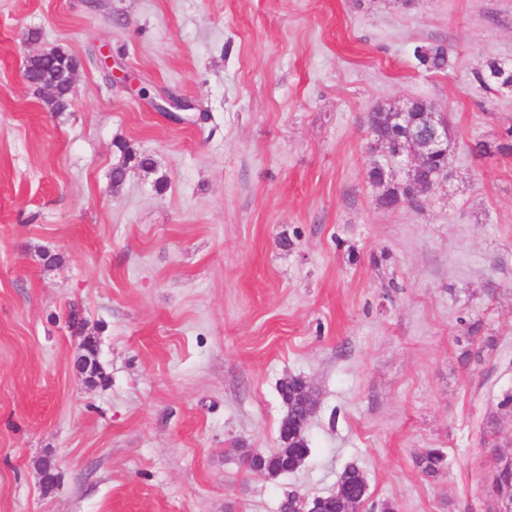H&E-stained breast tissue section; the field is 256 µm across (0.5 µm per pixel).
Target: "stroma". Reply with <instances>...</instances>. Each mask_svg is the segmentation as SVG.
Segmentation results:
<instances>
[{"mask_svg": "<svg viewBox=\"0 0 512 512\" xmlns=\"http://www.w3.org/2000/svg\"><path fill=\"white\" fill-rule=\"evenodd\" d=\"M432 43L447 70L414 58ZM57 47L62 112L22 78ZM491 59L512 0H0V512H279L350 465L366 512H487L512 454V156L469 150L512 126ZM411 101L447 117L448 177L387 210L368 173L404 165L367 116ZM120 141L156 174L113 184ZM289 375L310 454L271 480L239 451L277 448ZM413 55L427 70L442 71L448 66V49L442 44H422L415 46ZM476 81L480 88L490 92H503L509 86L502 88L506 82L512 83V62L496 59L488 60L483 70L476 73Z\"/></svg>", "mask_w": 512, "mask_h": 512, "instance_id": "1", "label": "stroma"}]
</instances>
